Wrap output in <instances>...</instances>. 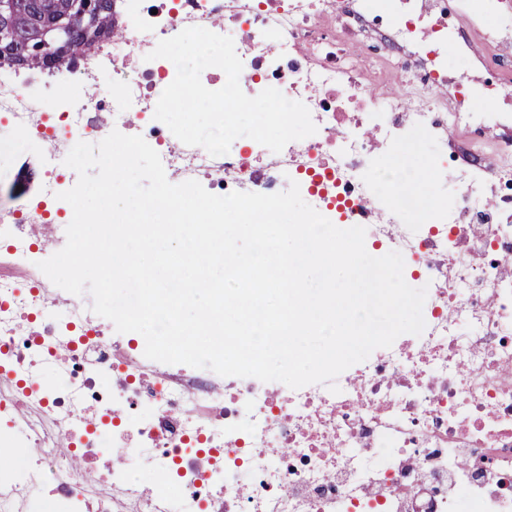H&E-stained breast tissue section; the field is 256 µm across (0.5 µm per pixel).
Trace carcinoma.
I'll return each mask as SVG.
<instances>
[{
    "mask_svg": "<svg viewBox=\"0 0 512 512\" xmlns=\"http://www.w3.org/2000/svg\"><path fill=\"white\" fill-rule=\"evenodd\" d=\"M99 15L112 19V0H0V60H11L4 49L27 45L40 27L68 24V39L50 43L40 67L91 54L103 38L112 37V25L84 27L68 16Z\"/></svg>",
    "mask_w": 512,
    "mask_h": 512,
    "instance_id": "obj_1",
    "label": "carcinoma"
}]
</instances>
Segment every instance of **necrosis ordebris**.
I'll list each match as a JSON object with an SVG mask.
<instances>
[{"label": "necrosis or debris", "instance_id": "necrosis-or-debris-1", "mask_svg": "<svg viewBox=\"0 0 512 512\" xmlns=\"http://www.w3.org/2000/svg\"><path fill=\"white\" fill-rule=\"evenodd\" d=\"M113 0L89 56L30 70L0 60V126L28 148L34 200L0 209V512H512V0ZM472 17L468 28L459 14ZM232 37L242 91L303 102L318 130L275 153L212 156L155 120L175 79L160 40ZM137 131L180 181L213 194H300L365 247L399 251L427 285L421 335H400L335 380L294 390L144 355L38 268L66 243L77 182L56 142ZM414 138L440 191L421 221L392 202L391 163ZM53 366L56 378L41 379Z\"/></svg>", "mask_w": 512, "mask_h": 512}]
</instances>
